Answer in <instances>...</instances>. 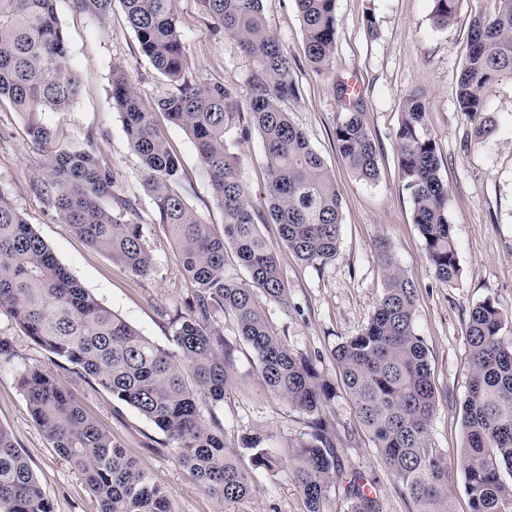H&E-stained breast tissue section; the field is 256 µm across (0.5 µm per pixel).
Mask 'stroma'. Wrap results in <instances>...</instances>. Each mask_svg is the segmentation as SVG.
Returning <instances> with one entry per match:
<instances>
[{
  "label": "stroma",
  "mask_w": 512,
  "mask_h": 512,
  "mask_svg": "<svg viewBox=\"0 0 512 512\" xmlns=\"http://www.w3.org/2000/svg\"><path fill=\"white\" fill-rule=\"evenodd\" d=\"M174 5L186 45L188 78L224 83L238 104L225 138L239 158L241 182L259 229L278 252L289 303L279 305L261 293L256 299L276 336L297 358L311 363L333 389L321 412L339 463L326 512H351L348 485L354 477L377 495L383 512H414L413 502L360 425L333 356L340 343L364 332L375 313L384 287L379 260L383 250L416 289L415 327L428 348L437 401L430 441L447 465L454 512H470L460 456L468 391L466 327L472 307L487 298L512 312V78L493 81L483 90L496 129L481 142L458 108L457 88L471 22L478 14L492 16L497 0H458L455 18L444 29L432 22L434 0H336V52L324 71L307 60L295 0H262L267 27L293 64L295 93L282 107L306 132L341 193L336 256L319 267L288 250L279 225L268 214V169L248 109L253 87L263 78L261 71L237 41L215 30L200 0H175ZM57 11L68 40L67 65L77 73L80 91L65 111L48 113L46 119L60 143L93 151L111 168L120 186L119 198L131 201L147 226L152 272L136 277L113 263L62 223L33 191L42 155L5 102L0 103V189L9 193L17 210L84 288L165 347L172 318L188 313L193 292L143 187L142 162L111 105L112 68L124 67L147 107L168 86L141 54L121 5H114L102 24L74 11L69 0H59ZM341 81L355 85L361 96L377 156V176L371 182L355 175L336 145V124L344 115L337 93ZM415 92L426 96V129L437 144L440 176L448 187L460 267L458 279L448 284L437 280L427 260L396 149L395 134ZM156 121L182 167L179 192L204 222L223 230L224 211L190 136L164 115H157ZM218 325L233 346L236 381L225 391L215 416L231 435H260L278 460L274 469L255 470L257 491L238 512H306L289 474V459L298 443L308 438L310 418L262 387L254 352L239 336L232 315L219 317ZM1 337L11 342L14 356L8 362L0 360V427L14 436L56 512L98 509L80 474L31 417L18 382V368L25 363L39 364L54 374L113 441L170 490L176 512H225L223 500L176 465L171 444L152 422L35 344L3 310Z\"/></svg>",
  "instance_id": "obj_1"
}]
</instances>
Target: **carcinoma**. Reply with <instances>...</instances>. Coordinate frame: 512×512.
Returning <instances> with one entry per match:
<instances>
[{
    "label": "carcinoma",
    "instance_id": "carcinoma-1",
    "mask_svg": "<svg viewBox=\"0 0 512 512\" xmlns=\"http://www.w3.org/2000/svg\"><path fill=\"white\" fill-rule=\"evenodd\" d=\"M114 0H71L72 8L105 22ZM140 47L153 68L174 86L148 111L136 97L126 71L112 69V108L143 164V186L154 198L161 224L181 253L185 280L193 290L189 314L172 321L171 346H160L98 302L0 190V309L26 336L54 356L93 377L112 397L134 408L172 442L177 465L211 495L234 506L256 492L253 471L271 470L275 456L260 447L259 435L227 442L224 428L205 413L224 401L234 375L232 349L215 327L232 314L238 333L253 349L263 386L313 417L312 433L291 455L290 472L307 512H325L338 460L318 415L331 392L314 369L294 356L271 332L256 305L254 290L288 306V292L276 250L261 236L246 201L237 156L224 134L235 106L224 84L186 77V45L174 0H120ZM304 29L308 61L328 68L336 47L335 0H295ZM458 0H435L433 20L444 28L455 18ZM217 28L254 59L264 79L256 84L250 114L269 171V212L283 243L299 259L324 265L336 256L341 198L324 160L307 134L281 108L294 95L292 63L265 24L261 0H201ZM494 16L474 17L470 48L462 64L457 103L477 134L492 133L484 117L482 89L512 78V0H498ZM67 36L57 0H0V100L21 118L30 144L44 153L33 189L62 223L135 276L153 269L147 229L132 206L107 204L118 183L91 152L57 142L46 120L61 112L79 91L68 70ZM346 115L336 124L338 148L354 173L371 181L376 150L358 112L360 101L347 86ZM189 134L224 210L217 234L176 191L182 177L154 114ZM426 103L408 99L396 131L402 178L411 192L414 222L427 259L442 283L460 268L436 143L425 130ZM232 249L249 282L224 272ZM385 287L366 330L334 350L343 385L360 422L383 462L399 479L415 512H452L445 463L431 446L429 427L436 410L428 348L415 331V288L384 254ZM512 313L486 299L470 312L468 394L464 404L461 458L471 512H512V339L503 335ZM19 383L30 414L56 452L82 477L99 512H172L171 495L155 477L112 441L95 418L39 364H24ZM250 463H245V452ZM351 512H381L377 498L350 482ZM0 512H56L14 438L0 427Z\"/></svg>",
    "mask_w": 512,
    "mask_h": 512
}]
</instances>
